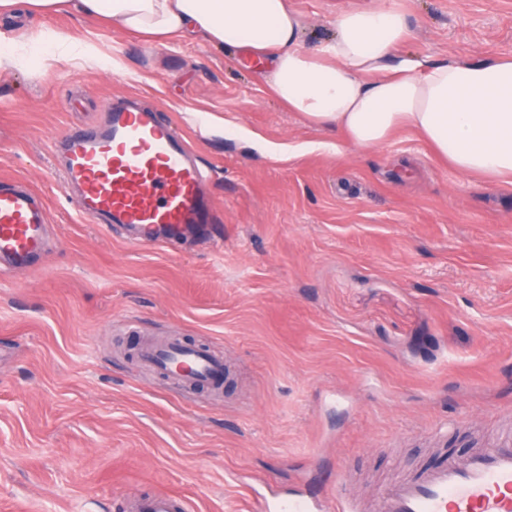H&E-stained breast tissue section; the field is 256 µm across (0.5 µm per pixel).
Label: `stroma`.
<instances>
[{
  "instance_id": "1",
  "label": "stroma",
  "mask_w": 512,
  "mask_h": 512,
  "mask_svg": "<svg viewBox=\"0 0 512 512\" xmlns=\"http://www.w3.org/2000/svg\"><path fill=\"white\" fill-rule=\"evenodd\" d=\"M371 0H292L311 49ZM431 62L512 54V0H398ZM94 42L118 69L61 60L0 74V178L39 192L46 270L0 271V512H115L170 493L185 512L323 494L330 467L377 498L512 428V185L465 179L408 131L342 145L274 99L241 54L144 42L73 14L0 20ZM157 108L217 171L224 253L136 248L82 221L50 142L108 98ZM291 145L273 158L269 144ZM179 338L223 352V388L184 392L136 356Z\"/></svg>"
}]
</instances>
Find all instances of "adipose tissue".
<instances>
[{
    "mask_svg": "<svg viewBox=\"0 0 512 512\" xmlns=\"http://www.w3.org/2000/svg\"><path fill=\"white\" fill-rule=\"evenodd\" d=\"M66 11L108 18L169 42L199 36L265 63L264 81L289 110L375 149L414 131L466 177L512 183V56L431 63L400 54L411 37L391 0L339 13L316 50L301 45L290 0H0V16Z\"/></svg>",
    "mask_w": 512,
    "mask_h": 512,
    "instance_id": "ef3b65f1",
    "label": "adipose tissue"
}]
</instances>
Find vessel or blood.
Listing matches in <instances>:
<instances>
[{
  "label": "vessel or blood",
  "instance_id": "vessel-or-blood-1",
  "mask_svg": "<svg viewBox=\"0 0 512 512\" xmlns=\"http://www.w3.org/2000/svg\"><path fill=\"white\" fill-rule=\"evenodd\" d=\"M59 184L80 218L104 228L120 224L135 247L182 240L201 227L213 234L220 209L206 192L212 171L184 135L153 108L117 98L89 131L70 130L53 141ZM49 210L41 195L0 181V265L33 268L47 245ZM141 356L161 372L175 371L183 388L221 387L224 356L173 339ZM260 512H512V433L494 447L473 449L466 461L444 453L439 464L395 477L382 496L362 502L333 479L324 496L258 497Z\"/></svg>",
  "mask_w": 512,
  "mask_h": 512
}]
</instances>
